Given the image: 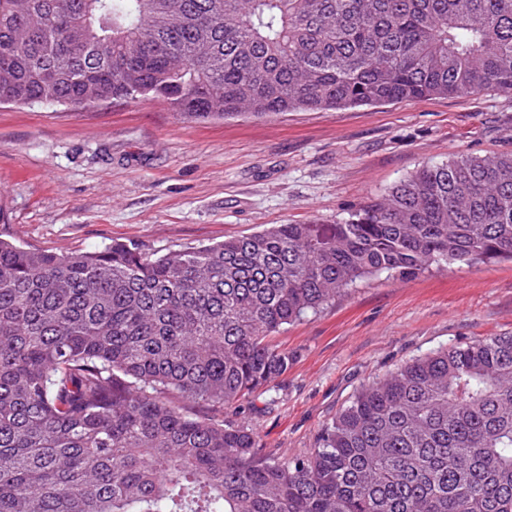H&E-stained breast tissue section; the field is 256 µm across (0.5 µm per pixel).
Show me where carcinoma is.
I'll list each match as a JSON object with an SVG mask.
<instances>
[{"label":"carcinoma","instance_id":"1","mask_svg":"<svg viewBox=\"0 0 512 512\" xmlns=\"http://www.w3.org/2000/svg\"><path fill=\"white\" fill-rule=\"evenodd\" d=\"M512 93V0H0V101L187 120ZM512 261V154L423 166L336 224L163 255L0 239V512H512V334L362 386L308 453L187 414L288 372L357 282Z\"/></svg>","mask_w":512,"mask_h":512}]
</instances>
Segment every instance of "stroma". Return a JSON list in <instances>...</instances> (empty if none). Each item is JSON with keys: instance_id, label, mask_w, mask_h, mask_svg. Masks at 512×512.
<instances>
[{"instance_id": "stroma-1", "label": "stroma", "mask_w": 512, "mask_h": 512, "mask_svg": "<svg viewBox=\"0 0 512 512\" xmlns=\"http://www.w3.org/2000/svg\"><path fill=\"white\" fill-rule=\"evenodd\" d=\"M512 153V94L486 91L195 122L139 97L72 111L0 104V238L50 252L149 253L268 224H333L425 165ZM512 334V263L359 282L275 337L288 372L193 416L246 423L265 453L316 447L360 387L442 347Z\"/></svg>"}]
</instances>
